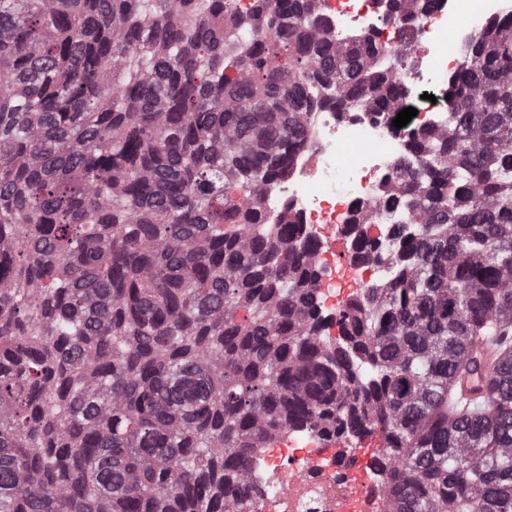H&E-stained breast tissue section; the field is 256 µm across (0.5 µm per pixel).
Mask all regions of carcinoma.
<instances>
[{"instance_id":"obj_1","label":"carcinoma","mask_w":512,"mask_h":512,"mask_svg":"<svg viewBox=\"0 0 512 512\" xmlns=\"http://www.w3.org/2000/svg\"><path fill=\"white\" fill-rule=\"evenodd\" d=\"M405 57L316 0H0V512H237L295 426L380 432L390 512H512V18L408 129L417 232L358 234L390 281L324 320L260 203L310 110L392 112Z\"/></svg>"}]
</instances>
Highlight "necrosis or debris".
I'll use <instances>...</instances> for the list:
<instances>
[{
	"mask_svg": "<svg viewBox=\"0 0 512 512\" xmlns=\"http://www.w3.org/2000/svg\"><path fill=\"white\" fill-rule=\"evenodd\" d=\"M484 0H435L433 8L419 12L408 9L387 20L380 0H321L325 25L338 35L363 33L382 45L392 46L412 35V61L401 77L404 102L423 93L439 94L448 75L462 62L449 32L466 30L480 34L491 21ZM439 49H432V40ZM409 152L404 130L391 120L363 107L321 106L308 121L304 149L297 152L287 178L268 189L262 206L271 215L293 213L313 239L323 238L328 229L341 232L344 249L337 261L320 252L318 292L320 309L336 286V267L353 268L358 287L368 277L384 283L393 276L390 265L358 261L355 240L349 228L363 223L368 234L391 249V214L382 202L388 187L399 177L395 162ZM320 434L296 428L273 439L267 448L251 456L241 496L259 501L261 512H361L371 503L372 512H389L386 477L377 470L352 475L340 462L320 463L310 459L309 444H323Z\"/></svg>",
	"mask_w": 512,
	"mask_h": 512,
	"instance_id": "obj_1",
	"label": "necrosis or debris"
}]
</instances>
